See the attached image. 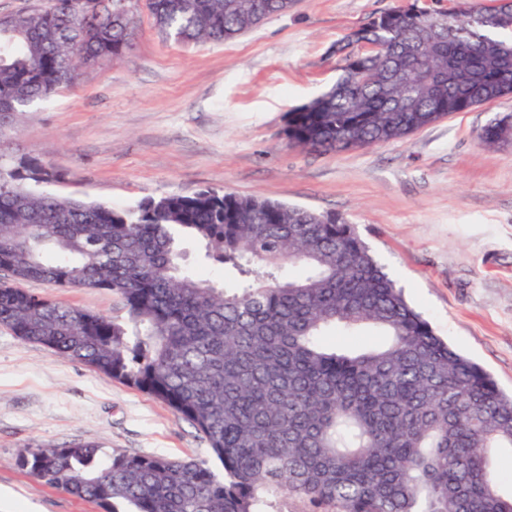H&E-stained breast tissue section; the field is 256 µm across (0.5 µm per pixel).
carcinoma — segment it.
<instances>
[{
	"label": "carcinoma",
	"mask_w": 512,
	"mask_h": 512,
	"mask_svg": "<svg viewBox=\"0 0 512 512\" xmlns=\"http://www.w3.org/2000/svg\"><path fill=\"white\" fill-rule=\"evenodd\" d=\"M496 2L465 13L414 3L350 32L334 47L336 83L288 113V144L400 140L512 94V0ZM293 6L148 0L181 44L234 39ZM125 7L45 0L0 16V129L73 85L83 57L125 58L136 31ZM480 139L511 143L512 114ZM56 180L36 160L0 162V325L166 403L211 459L29 444L16 459L28 475L103 512H288L290 496L314 512H512L492 467L495 449H512V395L436 335L342 215L211 190L120 209L39 191ZM182 236L235 283L185 269ZM29 281L110 291L124 315L74 309ZM367 329L388 342L321 341Z\"/></svg>",
	"instance_id": "cac0c4a2"
}]
</instances>
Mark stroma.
Wrapping results in <instances>:
<instances>
[{
    "label": "stroma",
    "mask_w": 512,
    "mask_h": 512,
    "mask_svg": "<svg viewBox=\"0 0 512 512\" xmlns=\"http://www.w3.org/2000/svg\"><path fill=\"white\" fill-rule=\"evenodd\" d=\"M410 0H295L229 41L180 45L137 15L125 59L0 133V157L49 165L48 192L131 208L203 189L262 196L353 224L435 331L512 391V143L479 132L512 95L408 137L345 151H302L289 112L338 75L333 48L375 14ZM28 290L116 315L99 289ZM96 443L105 452L201 459L202 435L165 403L0 326V512H102L16 465L25 444Z\"/></svg>",
    "instance_id": "obj_1"
}]
</instances>
